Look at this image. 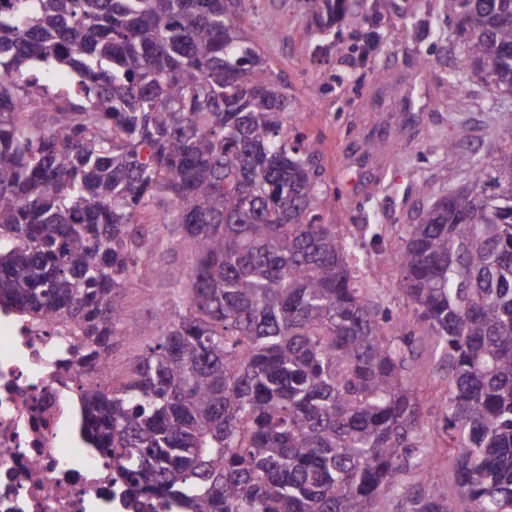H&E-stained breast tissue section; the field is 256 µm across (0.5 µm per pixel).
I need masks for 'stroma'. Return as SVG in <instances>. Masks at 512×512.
I'll return each instance as SVG.
<instances>
[{
    "label": "stroma",
    "mask_w": 512,
    "mask_h": 512,
    "mask_svg": "<svg viewBox=\"0 0 512 512\" xmlns=\"http://www.w3.org/2000/svg\"><path fill=\"white\" fill-rule=\"evenodd\" d=\"M442 0H347L330 52L319 55L317 26L301 0H243L239 23L248 35H260V50L273 74L286 78L294 98L285 114L288 137L303 136L319 149L327 198L320 204L323 223L342 231L361 224L379 228L381 240L359 255L360 273L373 298L392 318L412 320L413 305L400 279L401 236L417 211L447 194L464 173L460 154L489 156L498 127L512 121V100L491 106V89L460 67L461 50L454 23ZM425 24L410 39V22ZM378 32L379 41L362 84L348 82L353 36ZM456 95H449V85ZM375 150L365 152V142ZM430 184L431 194L421 191ZM188 249L156 236L155 251L141 274L123 292L133 336L112 343L111 384L127 380L129 362L145 340L157 333V313L169 279L185 277ZM439 349L419 348L415 390L423 406L422 424L434 456L435 475L451 474L450 440L440 428L438 402L448 393V375L438 365Z\"/></svg>",
    "instance_id": "obj_1"
}]
</instances>
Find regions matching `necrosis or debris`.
Instances as JSON below:
<instances>
[{"instance_id": "obj_1", "label": "necrosis or debris", "mask_w": 512, "mask_h": 512, "mask_svg": "<svg viewBox=\"0 0 512 512\" xmlns=\"http://www.w3.org/2000/svg\"><path fill=\"white\" fill-rule=\"evenodd\" d=\"M78 340L0 318V512H122L112 469L85 447L72 402L98 383Z\"/></svg>"}]
</instances>
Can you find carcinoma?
<instances>
[{
  "label": "carcinoma",
  "instance_id": "cac0c4a2",
  "mask_svg": "<svg viewBox=\"0 0 512 512\" xmlns=\"http://www.w3.org/2000/svg\"><path fill=\"white\" fill-rule=\"evenodd\" d=\"M336 44L345 0H303ZM241 0H0V311L57 321L109 373L151 224L190 271L116 388L79 393L127 512H452L413 349L359 275L369 224H323L318 149ZM464 67L512 96V0H444ZM62 67L64 81L45 72ZM422 208L399 289L441 349L467 512H512V122Z\"/></svg>",
  "mask_w": 512,
  "mask_h": 512
}]
</instances>
